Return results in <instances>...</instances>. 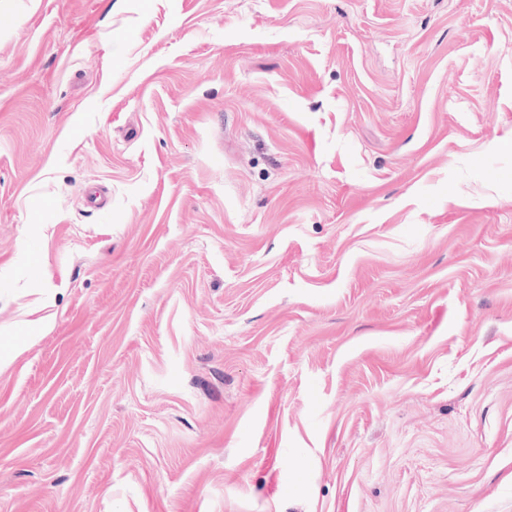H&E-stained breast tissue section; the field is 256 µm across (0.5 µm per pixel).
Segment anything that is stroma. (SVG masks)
Listing matches in <instances>:
<instances>
[{
  "mask_svg": "<svg viewBox=\"0 0 512 512\" xmlns=\"http://www.w3.org/2000/svg\"><path fill=\"white\" fill-rule=\"evenodd\" d=\"M4 349L0 512H512V0H0Z\"/></svg>",
  "mask_w": 512,
  "mask_h": 512,
  "instance_id": "35a3bbf8",
  "label": "stroma"
}]
</instances>
